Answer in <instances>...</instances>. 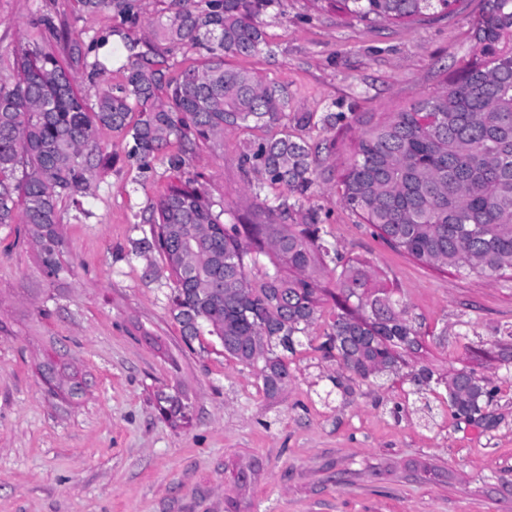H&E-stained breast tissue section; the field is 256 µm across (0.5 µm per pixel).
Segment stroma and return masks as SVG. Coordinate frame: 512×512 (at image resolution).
I'll return each instance as SVG.
<instances>
[{"mask_svg":"<svg viewBox=\"0 0 512 512\" xmlns=\"http://www.w3.org/2000/svg\"><path fill=\"white\" fill-rule=\"evenodd\" d=\"M482 6L459 0L448 16L370 28L326 0H276L260 17L271 54L230 63L286 87L289 112L384 117L470 58L469 22ZM46 13L83 40L106 36L102 79L121 81L128 52L111 33L116 19L87 17L76 0H0V77L12 76L36 37L32 20ZM288 131L313 145L335 139L307 206L345 256L396 289L424 338V364L470 367L498 386L493 428L453 418L435 395L427 422L399 379L322 401L334 367L306 347L294 381L272 398L257 370L219 344L186 349L164 258L135 254L175 178L159 164L141 173L125 140L101 129L111 168L92 195L58 204L75 276L45 281L34 249L0 224V512H225L230 497L240 512H512V369L497 357L512 331V274L487 279L396 251L338 192L358 129ZM258 136L229 131L189 156V174L225 223L267 221L249 188L258 176L238 162ZM60 346L62 365L87 382L73 402L38 372ZM172 387L193 407L189 422L154 408L155 393ZM242 469L252 473L244 487L234 481Z\"/></svg>","mask_w":512,"mask_h":512,"instance_id":"35a3bbf8","label":"stroma"}]
</instances>
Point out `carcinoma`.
Wrapping results in <instances>:
<instances>
[{
	"label": "carcinoma",
	"mask_w": 512,
	"mask_h": 512,
	"mask_svg": "<svg viewBox=\"0 0 512 512\" xmlns=\"http://www.w3.org/2000/svg\"><path fill=\"white\" fill-rule=\"evenodd\" d=\"M275 0H170L152 24L156 43L138 50L130 30L141 21L139 0H78L80 11L120 18L130 64L117 85L96 88L88 102L74 73L46 50L65 41L71 64L92 72L103 41L65 37L52 17L40 16V44L14 59L15 77L0 78V224L19 223L16 241L39 249L44 277L74 272L65 260L58 200L86 195L112 165L95 142L99 129L129 139L128 157L143 168L159 160L186 174L188 145L224 137L226 129L280 131L245 142L238 160L260 176L254 186L269 223L226 226L188 177L157 203L158 220L138 240L143 255L158 251L174 276L173 313L188 348L202 336L224 337V353L258 368L263 390L276 396L292 379L290 357L318 319L323 296L333 318L314 350L340 369L329 377L347 394L363 383L392 378L417 390L445 389L455 418L485 419L498 386L472 368L449 377L418 362L422 337L393 291L378 286L365 265L344 260L313 208L300 209L321 166L322 147L288 133V120L333 131L342 112L288 115L287 88L266 84L225 62L272 52L259 16ZM457 0H336V10L372 27L444 15ZM473 56L455 75L383 119H358L353 159L341 177L342 200L395 249L432 266L496 278L512 270V0H484L471 22ZM206 51L200 65L171 70L158 47ZM177 141L180 148L165 149ZM23 179L16 180L19 168ZM277 186L294 199L261 197ZM300 215L303 228L286 220ZM274 255L253 281L244 262ZM294 272L286 277L280 264ZM336 272L338 292L315 274ZM157 408L177 420L191 406L160 391Z\"/></svg>",
	"instance_id": "cac0c4a2"
}]
</instances>
